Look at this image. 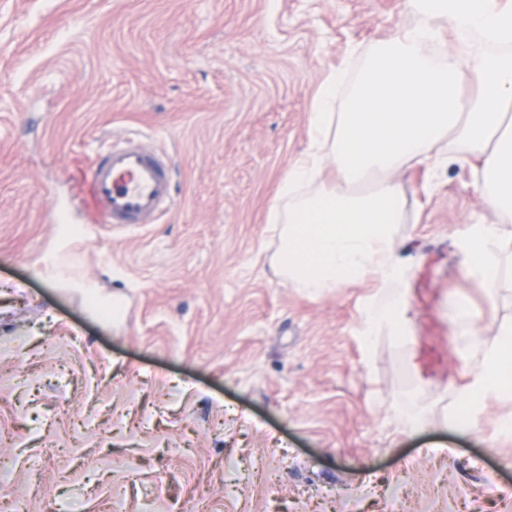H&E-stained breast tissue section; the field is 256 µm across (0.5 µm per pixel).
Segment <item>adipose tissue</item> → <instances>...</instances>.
<instances>
[{
    "mask_svg": "<svg viewBox=\"0 0 512 512\" xmlns=\"http://www.w3.org/2000/svg\"><path fill=\"white\" fill-rule=\"evenodd\" d=\"M412 25L377 40L354 77L333 69L308 122V149L281 179L267 213L268 261L316 294L374 281L361 310L365 341H408L410 265L399 255L405 198L391 175L448 165L462 148L485 203L506 223L474 226L467 263L495 300L512 283V8L494 0H404ZM453 50H445V40ZM466 363L452 426L479 429L481 406L512 399V334L488 342L456 310Z\"/></svg>",
    "mask_w": 512,
    "mask_h": 512,
    "instance_id": "obj_1",
    "label": "adipose tissue"
}]
</instances>
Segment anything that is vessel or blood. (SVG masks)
Listing matches in <instances>:
<instances>
[{
    "instance_id": "b4317fda",
    "label": "vessel or blood",
    "mask_w": 512,
    "mask_h": 512,
    "mask_svg": "<svg viewBox=\"0 0 512 512\" xmlns=\"http://www.w3.org/2000/svg\"><path fill=\"white\" fill-rule=\"evenodd\" d=\"M87 178L100 224H152L175 203L165 154L137 133L113 136Z\"/></svg>"
}]
</instances>
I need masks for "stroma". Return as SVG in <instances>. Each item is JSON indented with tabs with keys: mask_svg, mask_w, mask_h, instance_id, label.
Returning <instances> with one entry per match:
<instances>
[{
	"mask_svg": "<svg viewBox=\"0 0 512 512\" xmlns=\"http://www.w3.org/2000/svg\"><path fill=\"white\" fill-rule=\"evenodd\" d=\"M413 16L402 0H0V455L31 512H512V444L450 428L464 360L512 306L464 264L499 224L468 166L396 173L418 257L412 345L365 343L369 283L311 296L264 256L329 69ZM166 152L175 206L88 224L113 135ZM429 424L400 433L402 398ZM400 503H393V494Z\"/></svg>",
	"mask_w": 512,
	"mask_h": 512,
	"instance_id": "35a3bbf8",
	"label": "stroma"
}]
</instances>
